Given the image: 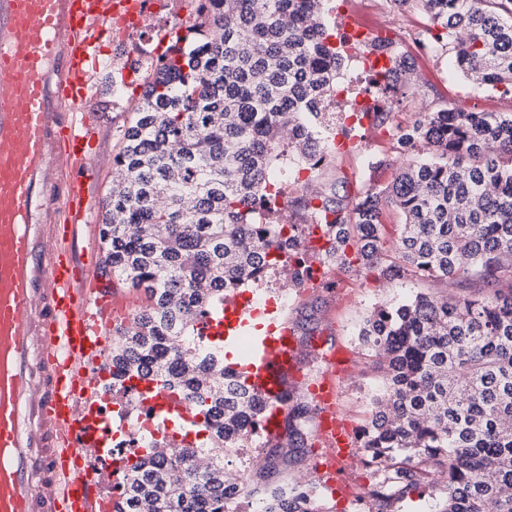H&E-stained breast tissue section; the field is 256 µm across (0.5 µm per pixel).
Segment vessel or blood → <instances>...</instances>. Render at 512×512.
Listing matches in <instances>:
<instances>
[{
  "label": "vessel or blood",
  "mask_w": 512,
  "mask_h": 512,
  "mask_svg": "<svg viewBox=\"0 0 512 512\" xmlns=\"http://www.w3.org/2000/svg\"><path fill=\"white\" fill-rule=\"evenodd\" d=\"M116 0H0V512H96L102 446L112 410L106 335L116 301L76 251L91 243L101 207L94 187L100 126L88 101L100 41ZM245 298L225 300L198 326L209 340L248 341L247 373L268 405L261 423L277 440L283 399L295 391L300 348L287 315L258 323ZM307 393L322 453L311 473L338 488L359 456L339 404L337 355ZM145 410L181 418L157 383L132 379Z\"/></svg>",
  "instance_id": "vessel-or-blood-1"
}]
</instances>
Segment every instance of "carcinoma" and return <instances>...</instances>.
<instances>
[{"label": "carcinoma", "instance_id": "obj_1", "mask_svg": "<svg viewBox=\"0 0 512 512\" xmlns=\"http://www.w3.org/2000/svg\"><path fill=\"white\" fill-rule=\"evenodd\" d=\"M416 3L433 46L450 51L483 93L512 96V0ZM324 0H198L195 24L150 66L125 127L103 202L105 264L144 289L148 304L115 329L111 384L160 380L201 415L205 446L151 442L117 483L115 512H240L258 495L263 512H330L304 491L224 479L227 456L268 415L261 397L224 377V348L195 325L224 295L277 264L286 224L264 222L269 179L321 166L319 109L336 85L342 53L321 21ZM373 49L391 62V88L410 69L393 43ZM406 156L393 180L349 205L320 188L304 208L330 232L328 260L380 261L386 208L399 211L396 249L436 286L473 278L488 297L418 293L373 307L358 337L385 379L359 438L364 463L392 480L372 496L403 501L427 486L437 512H512V113L423 112L391 129ZM208 287H201L202 283ZM206 457L199 473L193 463ZM493 478H486L487 474Z\"/></svg>", "mask_w": 512, "mask_h": 512}]
</instances>
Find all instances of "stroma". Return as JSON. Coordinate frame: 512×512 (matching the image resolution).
<instances>
[{
    "label": "stroma",
    "mask_w": 512,
    "mask_h": 512,
    "mask_svg": "<svg viewBox=\"0 0 512 512\" xmlns=\"http://www.w3.org/2000/svg\"><path fill=\"white\" fill-rule=\"evenodd\" d=\"M385 10L392 24H404L405 40L400 51L411 66L409 76L413 90L410 93L388 91L393 124H408L418 113L439 109L464 112H512V97L500 94H475L471 83L455 67L452 55H440L426 46L425 17L418 5L399 9L386 4ZM116 49L111 42H104L100 56L101 67L96 86L88 102V110L103 130L102 150L104 159L98 181L99 193H107L112 182V156L119 147L121 131L132 118L126 110V93L114 91L111 85L112 56ZM362 135L367 150L336 155L332 161L315 170H304L301 180L284 185L283 205L275 207L276 215L284 217L294 226L298 237L313 240L315 225L307 221V212L300 199L305 182L325 186L335 185L339 195L347 201L356 200L368 185L389 183L397 173L402 159L392 148L388 127L368 125ZM386 158L388 166L379 168L375 162ZM352 269L334 268L333 289L302 285L290 297L286 313L299 340L301 353L298 369L305 378H312L322 367L312 349L317 345H340L348 349L357 362L354 374L340 384V405L355 427H362L370 416V394L382 384V375L374 364L371 351L358 340V330L373 305L399 301L418 292H429V280L404 270L401 277L387 280L380 267L368 268L358 262L355 250H348ZM317 425L316 409L298 419L296 427L301 439L289 440L282 448H270L262 434H254L245 448L231 454L234 467H244L249 458L265 459L264 474L267 483L289 482L305 474L314 461L316 448L314 436Z\"/></svg>",
    "instance_id": "1"
}]
</instances>
